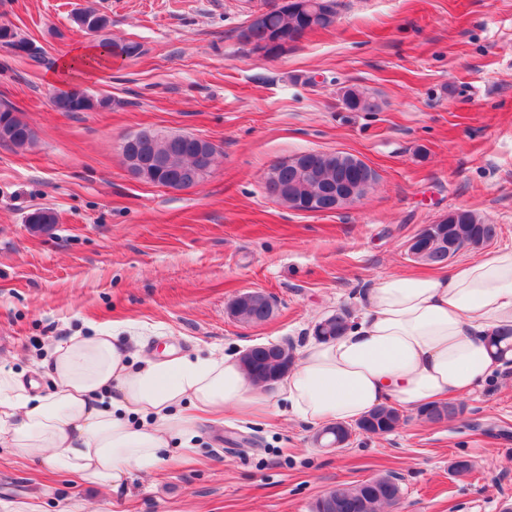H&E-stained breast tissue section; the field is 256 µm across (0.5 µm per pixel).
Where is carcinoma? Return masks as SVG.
Returning a JSON list of instances; mask_svg holds the SVG:
<instances>
[{
	"instance_id": "carcinoma-1",
	"label": "carcinoma",
	"mask_w": 512,
	"mask_h": 512,
	"mask_svg": "<svg viewBox=\"0 0 512 512\" xmlns=\"http://www.w3.org/2000/svg\"><path fill=\"white\" fill-rule=\"evenodd\" d=\"M82 12L90 19V25L100 31H105L112 26V18L92 5L82 8ZM315 24V29H328L331 22L326 19L311 18L310 12H269L259 25L248 27L249 36L242 44L248 47L249 52H254L263 47L273 35L277 33L290 34L304 29L309 24ZM109 54L140 56L142 45L132 40H110L104 44ZM343 99L348 109L356 112H376L380 104L375 97L356 88L348 87L343 93ZM112 105V98L103 97L97 100L80 93L62 92L54 96L53 107L58 112H85L97 106L106 108ZM36 140V133L31 125L23 118L14 107L3 104L0 106V142L7 143L17 149H26ZM130 155L147 154L159 159L164 168V175L158 183L173 186L175 180H192L195 184L201 181L211 172L213 165L202 164L197 159V153L183 139L171 137L169 133H161L151 129H144L132 136V142L126 148ZM317 177L314 180H306L298 175L293 168L285 166L280 168L272 181L265 187L266 194L273 200L295 209L294 192L303 196L312 197L328 184L336 182L340 170V154L319 153L313 156ZM439 228L448 231L460 241L467 243L472 248H480L490 244L498 235L494 224L481 222L476 215L463 210L459 213L455 222L441 224ZM448 260V253L438 246H431L428 254L421 259V263L431 267H441ZM271 317V307L262 296L256 297L254 305L239 310L238 318L249 324H260ZM351 314L346 309H339L326 320L327 327L324 335L334 339L348 328ZM292 354L274 345L271 354L258 356L246 365V369L252 379L259 383L263 380L262 374L274 372L282 366H291ZM464 405L452 403H437L419 409L424 420L437 424L445 423L463 413ZM402 420L400 411L392 406H380L368 413L355 427L338 425L336 430L330 433V437L347 440L352 434V429H362L367 434L383 435L395 430ZM369 487L364 481L357 485H338L334 493L342 499L343 509L340 512H358L356 500L358 493Z\"/></svg>"
}]
</instances>
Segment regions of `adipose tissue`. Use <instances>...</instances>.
I'll use <instances>...</instances> for the list:
<instances>
[{
    "mask_svg": "<svg viewBox=\"0 0 512 512\" xmlns=\"http://www.w3.org/2000/svg\"><path fill=\"white\" fill-rule=\"evenodd\" d=\"M512 361V247L451 272L395 274L365 294L350 329L311 341L267 391L232 355L134 357L113 331L56 342L40 390L0 364V447L109 489L196 448L198 424L287 405L313 426L353 425L381 405L473 394Z\"/></svg>",
    "mask_w": 512,
    "mask_h": 512,
    "instance_id": "1",
    "label": "adipose tissue"
}]
</instances>
